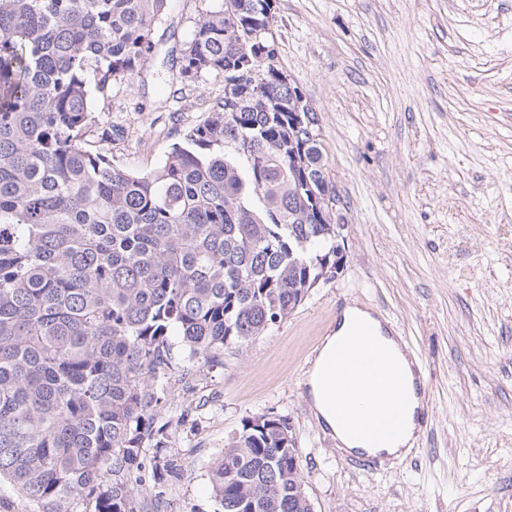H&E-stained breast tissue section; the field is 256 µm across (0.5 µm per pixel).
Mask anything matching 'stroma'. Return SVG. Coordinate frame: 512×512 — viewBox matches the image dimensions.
I'll return each mask as SVG.
<instances>
[{
  "instance_id": "1",
  "label": "stroma",
  "mask_w": 512,
  "mask_h": 512,
  "mask_svg": "<svg viewBox=\"0 0 512 512\" xmlns=\"http://www.w3.org/2000/svg\"><path fill=\"white\" fill-rule=\"evenodd\" d=\"M206 0H170L139 76L97 98L113 163L147 173L207 116L224 79L179 77ZM279 66L319 117L345 226L340 274L214 366L175 370L157 418L173 481L145 512H216L211 470L243 420L290 422L314 512H512V0H276ZM387 314L427 401L408 457L352 462L305 373L336 313Z\"/></svg>"
}]
</instances>
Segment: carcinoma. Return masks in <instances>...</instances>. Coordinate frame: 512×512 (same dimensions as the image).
<instances>
[{
	"label": "carcinoma",
	"instance_id": "cac0c4a2",
	"mask_svg": "<svg viewBox=\"0 0 512 512\" xmlns=\"http://www.w3.org/2000/svg\"><path fill=\"white\" fill-rule=\"evenodd\" d=\"M167 4L0 0V481L33 512H143L171 337L201 368L337 272L317 113L274 39L241 50L268 0L205 10L181 78L234 86L158 168L86 147L94 99L141 73ZM298 467L285 419L244 420L212 470L217 512H309Z\"/></svg>",
	"mask_w": 512,
	"mask_h": 512
}]
</instances>
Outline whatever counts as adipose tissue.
<instances>
[{
	"mask_svg": "<svg viewBox=\"0 0 512 512\" xmlns=\"http://www.w3.org/2000/svg\"><path fill=\"white\" fill-rule=\"evenodd\" d=\"M371 324L373 336H358L354 333L355 324ZM380 346L397 374L410 373V364L395 339L388 336L382 323L371 310L355 305L346 307L335 328L321 341L317 354L307 373L306 384L313 409L320 422L328 428L345 452L376 457L400 458L411 449L418 428L417 415L421 409L420 399H413L407 410V425L404 432L391 444L376 449L363 444L353 432L358 426V411L374 415L385 404L399 400L403 389L391 384L388 375L368 377L356 361L357 355L369 345ZM340 362L342 374L353 385L356 395L349 398L331 388L325 374L330 363Z\"/></svg>",
	"mask_w": 512,
	"mask_h": 512,
	"instance_id": "1",
	"label": "adipose tissue"
}]
</instances>
